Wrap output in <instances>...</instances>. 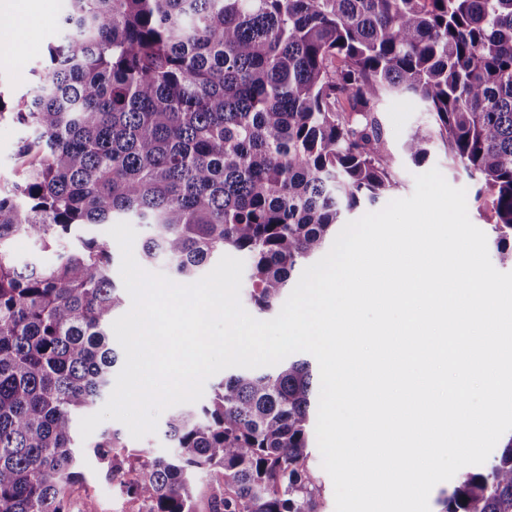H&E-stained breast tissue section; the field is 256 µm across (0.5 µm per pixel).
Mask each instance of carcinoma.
Masks as SVG:
<instances>
[{
    "label": "carcinoma",
    "mask_w": 512,
    "mask_h": 512,
    "mask_svg": "<svg viewBox=\"0 0 512 512\" xmlns=\"http://www.w3.org/2000/svg\"><path fill=\"white\" fill-rule=\"evenodd\" d=\"M430 112L482 182L512 263V0H67L58 44L0 120L20 127L19 181L0 193V512H71L77 417L112 390L123 353L118 244L81 235L127 220L140 254L190 282L232 250L273 313L346 216L398 186L378 110ZM20 239L66 243L21 263ZM315 373L305 359L224 376L166 422L173 454L94 455L142 512H320L307 481ZM207 480L196 495L197 480ZM443 512H512V436L462 469Z\"/></svg>",
    "instance_id": "cac0c4a2"
}]
</instances>
